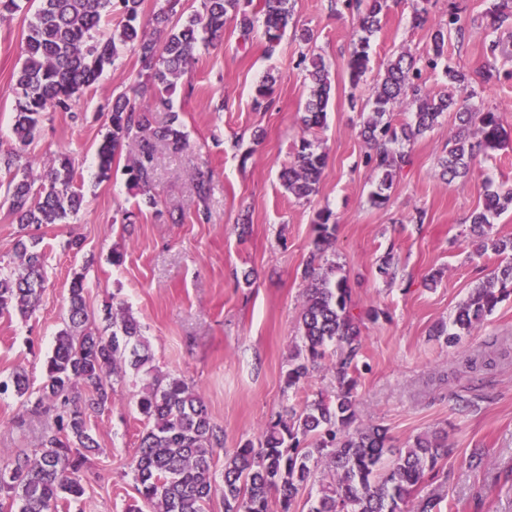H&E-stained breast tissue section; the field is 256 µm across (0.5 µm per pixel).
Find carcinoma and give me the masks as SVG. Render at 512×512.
Listing matches in <instances>:
<instances>
[{
  "label": "carcinoma",
  "instance_id": "carcinoma-1",
  "mask_svg": "<svg viewBox=\"0 0 512 512\" xmlns=\"http://www.w3.org/2000/svg\"><path fill=\"white\" fill-rule=\"evenodd\" d=\"M483 19L491 30L512 18V0H485ZM142 0H0L9 13H31L23 41L24 60L15 74L13 143L0 150V171L8 176L6 195L21 229L31 225L65 224L79 213L84 195L74 186L76 170L67 156L33 177L28 147L37 139L47 112H69L83 91L100 75L119 67L125 53L138 55L141 70L133 82L134 96L122 93L108 112L109 130L96 150L98 175L110 177L115 160L127 153L125 171L131 188L145 196L158 221L178 224L183 215L166 213L150 195L158 147L173 153L189 147L187 135L174 116L154 126L152 110L137 95L153 92L158 106L172 111L171 96L178 79L202 48L224 39L232 22L248 41L261 32L267 55L275 53L293 19L292 0H261L259 14H248L240 0H200V8L183 15L182 0H163L152 18V31L139 20ZM354 8L360 35L353 43L345 70L352 87L363 81L370 63L371 39L380 30L387 0H348ZM119 12L122 20L105 38L99 34L104 14ZM464 37L455 14L448 27L432 33V56L427 66L443 64L448 84H486L493 77L488 66L472 74L448 62V36ZM311 82L301 124L309 129L326 117L331 97L329 65L311 58L306 68ZM422 70L410 54L389 61L373 87L370 113L362 124L367 144L364 163L377 174L372 206L381 208L408 154L394 148L411 143L433 130L449 112L455 113L459 131L439 158V177L450 184L465 177L480 155L502 150L512 141L498 113L475 103L461 104L453 92L428 93L420 83ZM276 78L267 73L256 87L255 109L273 103ZM416 106L411 120L397 124L393 109L403 100ZM327 154L314 141L302 138L294 159L280 172L289 193L298 199L316 192ZM196 218L208 219L210 176H194ZM512 208V186L489 190L482 208L471 215L478 238L477 252L492 250L505 256V264L478 284L456 310L451 324L440 323L431 335L456 347L470 335L501 301L512 296V237L492 236L493 219ZM333 212L324 208L314 221L313 251L302 270L307 283L299 317L300 343L289 357L285 386L303 391L312 373L331 359L334 389L319 390L295 408L290 406L261 429L257 441H246L224 456L222 479L213 472L214 458L224 449V431L218 427L201 393L185 379L159 376L150 367L151 353L139 321L124 307L107 312L103 330L90 327L85 298V275L75 273L67 298V319L55 335L41 387L30 390L24 371L0 379V395L24 399L26 411L54 412L55 429L41 438L34 456L0 451V499L15 512H58L84 494L82 471L85 451L97 446L90 418L112 405L113 382L127 371L141 378L134 404L147 422L131 463L135 490L151 512H207L219 494L224 512H295L300 491L316 488L307 512H442L445 495L430 489L447 455V433L434 431L414 438L405 448L391 444L388 429L380 424H358L359 359L364 352L365 322L388 320L387 310L371 306L354 312L351 288L336 276V262L328 251L336 241ZM39 240L20 238L15 243L19 264H0V315L31 317L45 288V255ZM397 260L391 251L380 259L377 273L395 275Z\"/></svg>",
  "mask_w": 512,
  "mask_h": 512
}]
</instances>
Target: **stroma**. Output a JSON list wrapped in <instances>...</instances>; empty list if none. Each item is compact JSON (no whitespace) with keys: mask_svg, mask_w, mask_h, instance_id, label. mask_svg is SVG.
Masks as SVG:
<instances>
[{"mask_svg":"<svg viewBox=\"0 0 512 512\" xmlns=\"http://www.w3.org/2000/svg\"><path fill=\"white\" fill-rule=\"evenodd\" d=\"M415 4L388 0L382 28L371 40L370 69L356 90L344 63L359 35L357 17L342 0H295L296 29L312 30V43L289 31L269 57L261 38L243 43L230 25L221 45L200 50L177 84L172 112L154 114L160 124L177 116L190 141L183 153H160L154 194L160 208L189 214L193 177L200 169L210 172V218L203 223L162 224L148 209L137 223H123V212L138 202L123 163L113 164L110 178L98 176L95 148L107 132L105 107L129 91L141 69L136 55L126 54L118 69L106 71L72 111L51 113L29 148L34 169L72 157L85 206L70 223L35 229L46 255L45 292L31 319L0 317V376L22 369L31 388L41 386L72 275L81 271L92 327L102 326L105 305L128 307L142 325L156 373L193 382L224 429L225 450L234 451L305 398L288 390L284 379L298 342L306 294L301 272L312 250L313 221L327 208L337 224L334 259L355 309L378 305L391 313L390 321L363 330L368 368L358 387L359 421L386 426L400 448L417 435L447 432L448 455L435 483L453 512H512V298L457 347L430 334L436 324L451 322L500 262L490 252L476 255L469 217L482 207L488 187L512 186V146L478 157L465 179L446 184L437 161L458 130L454 114H447L408 145L410 163L379 209L369 202L377 177L363 163L367 146L359 135L379 72L401 54L425 57L433 28L446 24L453 8L467 33L449 38L448 60L466 73L495 62L497 74L476 101L499 112L512 134V22L486 28L484 0H428V23L416 27ZM26 26L23 13L0 14L5 148L12 142L13 74L21 66ZM493 40L499 47L492 54ZM316 55L329 63L332 82L327 122L314 133L328 160L317 193L300 200L282 186L279 171L293 160L303 135L298 117L310 93L305 61ZM271 70L278 77L275 104L255 111L254 89ZM247 148L252 154L245 160ZM72 235L82 239L81 251L66 249ZM115 250L123 254L118 265L110 260ZM390 251L398 267L395 279L386 281L376 266ZM437 270L441 282L426 287ZM472 358L486 360V367L471 370ZM140 386L138 377L126 375L115 386L111 410L92 418L99 446L89 455L85 494L64 512H125L134 504L130 462L144 424L133 396ZM21 410L17 397L0 398V448L31 454L45 422L18 424Z\"/></svg>","mask_w":512,"mask_h":512,"instance_id":"stroma-1","label":"stroma"}]
</instances>
